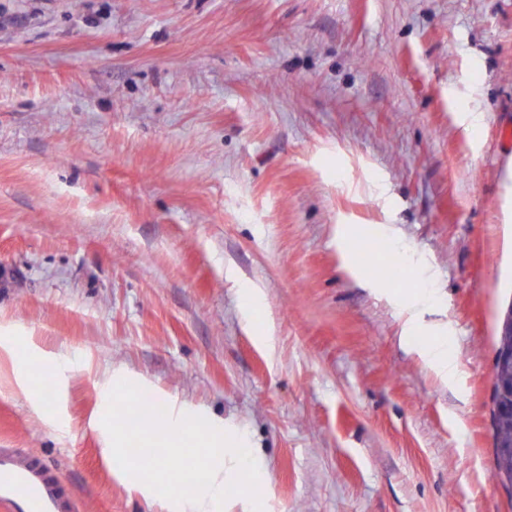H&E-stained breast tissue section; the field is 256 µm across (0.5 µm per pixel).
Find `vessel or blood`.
Masks as SVG:
<instances>
[{"instance_id":"vessel-or-blood-1","label":"vessel or blood","mask_w":512,"mask_h":512,"mask_svg":"<svg viewBox=\"0 0 512 512\" xmlns=\"http://www.w3.org/2000/svg\"><path fill=\"white\" fill-rule=\"evenodd\" d=\"M49 469L27 450L0 448V512H74Z\"/></svg>"}]
</instances>
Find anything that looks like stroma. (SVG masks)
Wrapping results in <instances>:
<instances>
[{
  "mask_svg": "<svg viewBox=\"0 0 512 512\" xmlns=\"http://www.w3.org/2000/svg\"><path fill=\"white\" fill-rule=\"evenodd\" d=\"M510 130L512 0H0V448L169 512L112 459L120 370L244 431L263 512H512ZM366 236L369 237V240L364 244L363 238ZM363 238L355 247L359 267L368 275L382 277L392 281L397 280L398 278L387 265L386 261H381L379 258L376 260H370L368 258V253H376L377 256L380 252L387 253L389 250L387 245L381 239L370 235H364ZM448 351V336H435L425 352L429 363L445 378L451 377L455 372ZM504 392V388H500L498 393H496L495 388V378L493 374L492 378V409H491V417H492V428L494 419L501 413L506 411L511 412V414H504L499 417L497 422V437L500 447L507 448L509 445L512 448V404H504L502 403V399L499 394Z\"/></svg>",
  "mask_w": 512,
  "mask_h": 512,
  "instance_id": "35a3bbf8",
  "label": "stroma"
}]
</instances>
